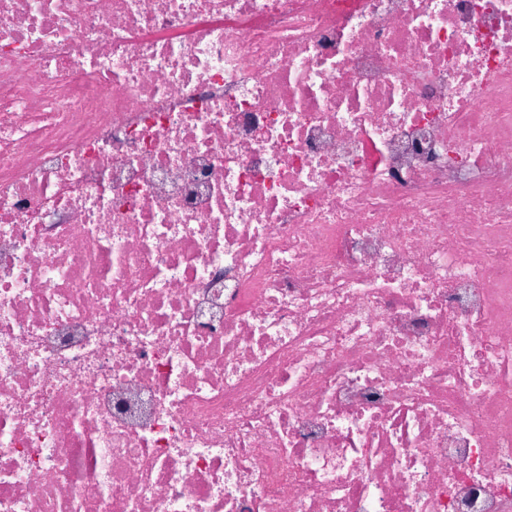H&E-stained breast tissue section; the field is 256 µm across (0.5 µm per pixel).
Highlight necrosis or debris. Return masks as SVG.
Here are the masks:
<instances>
[{
    "label": "necrosis or debris",
    "instance_id": "obj_1",
    "mask_svg": "<svg viewBox=\"0 0 512 512\" xmlns=\"http://www.w3.org/2000/svg\"><path fill=\"white\" fill-rule=\"evenodd\" d=\"M0 512H512V0H0Z\"/></svg>",
    "mask_w": 512,
    "mask_h": 512
}]
</instances>
